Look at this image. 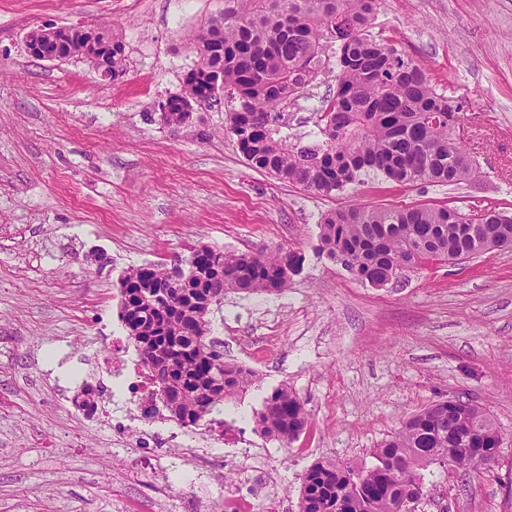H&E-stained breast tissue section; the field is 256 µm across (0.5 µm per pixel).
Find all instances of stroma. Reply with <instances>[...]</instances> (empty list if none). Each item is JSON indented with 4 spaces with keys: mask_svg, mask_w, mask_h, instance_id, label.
I'll return each instance as SVG.
<instances>
[{
    "mask_svg": "<svg viewBox=\"0 0 512 512\" xmlns=\"http://www.w3.org/2000/svg\"><path fill=\"white\" fill-rule=\"evenodd\" d=\"M224 0H0V512H222L240 474L223 451L156 449L162 474L127 477L143 449L113 456L114 423L153 431L112 400L84 416L82 378L122 331L119 279L173 264L206 245L288 248L305 260L278 295L227 293L209 338L225 361L256 366L224 404L252 427L273 389L288 387L308 424L275 452L272 489L299 512L316 462L361 471L410 415L465 396L503 434L494 463L469 479L441 466L412 512H512V250L454 264L429 261L382 288L318 249L327 211L351 205H494L512 211V0H383L372 32L405 50L462 123L478 178L457 186L380 178L332 197L248 166L228 131L227 105L201 110L200 129L171 133L159 105L182 93L189 40ZM45 23L119 25L127 71L107 81L87 62L41 61L25 36ZM335 44L298 98L280 107L290 141L317 136L336 90Z\"/></svg>",
    "mask_w": 512,
    "mask_h": 512,
    "instance_id": "35a3bbf8",
    "label": "stroma"
}]
</instances>
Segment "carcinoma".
<instances>
[{
  "label": "carcinoma",
  "mask_w": 512,
  "mask_h": 512,
  "mask_svg": "<svg viewBox=\"0 0 512 512\" xmlns=\"http://www.w3.org/2000/svg\"><path fill=\"white\" fill-rule=\"evenodd\" d=\"M269 2L246 13L227 6L192 38L195 65L183 94L163 104V125L174 132L194 125L182 104L210 106L218 82L226 92L228 130L246 163L309 193H339L364 176L451 185L478 174L461 134L462 105L439 92L394 41L369 34L380 0ZM62 37L74 47L72 56L82 57L87 30L64 28ZM325 39L339 46L336 94L320 110L321 139L291 143L276 128V109L308 85ZM98 40L112 74L126 72L120 35L106 29ZM319 239L320 251L382 288L410 265L474 258L496 241H512V212L494 206L348 207L322 217ZM302 263V254L288 249L252 253L202 246L183 267L148 263L121 278V321L155 395L180 426H199L248 384L207 341L210 307L228 292L279 293ZM254 420L262 435L289 445L304 431L307 414L284 386L264 398ZM502 442L479 405L436 401L375 449L373 467L357 473L329 462L313 466L300 512H410L401 506L423 495L422 470L438 464L465 474L477 469L470 449Z\"/></svg>",
  "instance_id": "cac0c4a2"
}]
</instances>
